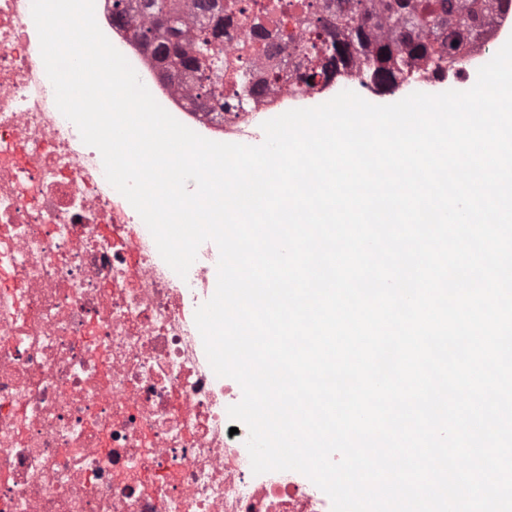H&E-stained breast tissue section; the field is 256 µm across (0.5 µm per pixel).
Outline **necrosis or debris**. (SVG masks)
Returning <instances> with one entry per match:
<instances>
[{
  "label": "necrosis or debris",
  "mask_w": 512,
  "mask_h": 512,
  "mask_svg": "<svg viewBox=\"0 0 512 512\" xmlns=\"http://www.w3.org/2000/svg\"><path fill=\"white\" fill-rule=\"evenodd\" d=\"M232 3L224 57L248 59L269 85L221 114L160 80L152 46L113 26L107 0L95 16L156 101L212 141L260 139L272 113L343 87L372 93L373 80L339 75L293 92L292 48L267 58L247 28L297 32L303 0ZM511 32L512 9L496 12L460 66L413 86L456 84ZM218 259L207 241L187 276L166 264L100 152L58 110L31 0H0V512H329L305 475L252 472L248 430L227 413L242 389L215 375L194 321Z\"/></svg>",
  "instance_id": "4bbe7bcc"
}]
</instances>
